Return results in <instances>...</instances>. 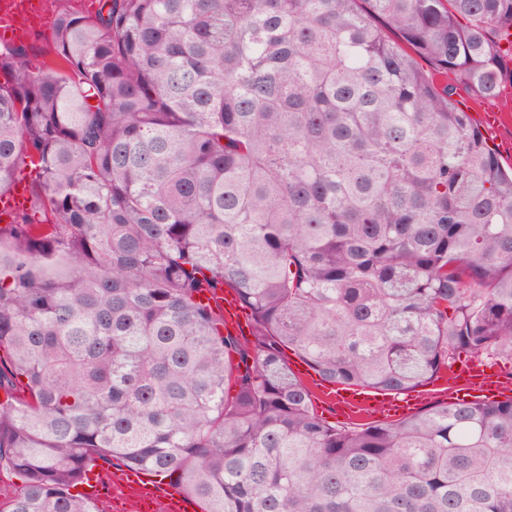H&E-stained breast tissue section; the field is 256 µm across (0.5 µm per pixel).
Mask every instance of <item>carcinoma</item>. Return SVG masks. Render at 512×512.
<instances>
[{"label": "carcinoma", "mask_w": 512, "mask_h": 512, "mask_svg": "<svg viewBox=\"0 0 512 512\" xmlns=\"http://www.w3.org/2000/svg\"><path fill=\"white\" fill-rule=\"evenodd\" d=\"M54 28L38 67L0 44V197L35 172L0 222L7 512H96L100 459L201 512H512V397L337 427L282 359L394 394L462 353L512 368V172L453 99H499L512 0H102ZM226 287L250 350L199 301Z\"/></svg>", "instance_id": "cac0c4a2"}]
</instances>
